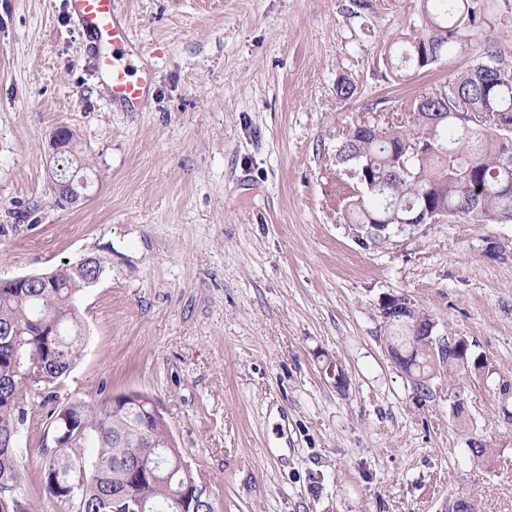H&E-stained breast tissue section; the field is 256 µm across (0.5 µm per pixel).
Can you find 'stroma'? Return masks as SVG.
I'll return each mask as SVG.
<instances>
[{
  "label": "stroma",
  "instance_id": "1",
  "mask_svg": "<svg viewBox=\"0 0 512 512\" xmlns=\"http://www.w3.org/2000/svg\"><path fill=\"white\" fill-rule=\"evenodd\" d=\"M67 0H0V279L87 256L111 269L78 307L83 354L57 405L153 397L219 512H512V223L450 217L372 240L336 150L360 120L480 61L512 60V0L420 72L387 65L420 0H116L153 70L142 111L103 93ZM354 82L339 99V77ZM65 127L93 165L82 202L52 197ZM408 294L481 372L417 397L379 303ZM48 420L31 410L21 470L35 512ZM494 450L473 457L471 440Z\"/></svg>",
  "mask_w": 512,
  "mask_h": 512
}]
</instances>
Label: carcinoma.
Returning <instances> with one entry per match:
<instances>
[{
  "label": "carcinoma",
  "mask_w": 512,
  "mask_h": 512,
  "mask_svg": "<svg viewBox=\"0 0 512 512\" xmlns=\"http://www.w3.org/2000/svg\"><path fill=\"white\" fill-rule=\"evenodd\" d=\"M483 18L476 0H423L413 31L389 49L387 64L395 70H423L439 62L461 41L463 31ZM512 126V63L499 45L487 42L481 60L448 80L447 86L425 93L411 104L408 126H388L376 134L359 126L338 147L341 161L366 167V179L382 184L350 201L347 219L371 224L386 216L413 214L431 204L436 215L469 217L478 222L512 223V160L501 125ZM434 142L425 158L403 154L406 143ZM55 176L67 177L86 168L70 148L55 157ZM481 186L478 194L473 185ZM107 273L94 258L77 266L67 263L46 273L47 282L22 285L0 280V512H32L21 473V429L28 412L27 397L51 401L46 391L81 358L85 329L77 306L79 293ZM431 315L415 309L403 317L393 312L383 320L388 351L403 355L400 368L418 393L429 391L439 369L468 364L483 367L471 344L432 338L425 345L415 324ZM147 410L154 400L141 392L112 395L99 403L73 401L47 411L52 446L42 448L39 482L50 499L75 512H127L126 502L146 504V512H215V505L197 489L176 506L175 494L191 477L177 467V449L163 415L138 426L134 402ZM94 444L88 458L81 449ZM82 472L70 473L72 461Z\"/></svg>",
  "instance_id": "cac0c4a2"
}]
</instances>
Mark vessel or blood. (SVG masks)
Returning <instances> with one entry per match:
<instances>
[{"mask_svg":"<svg viewBox=\"0 0 512 512\" xmlns=\"http://www.w3.org/2000/svg\"><path fill=\"white\" fill-rule=\"evenodd\" d=\"M68 13L88 42V55L113 101L138 110L152 85L151 69L134 73L140 50L115 0H68Z\"/></svg>","mask_w":512,"mask_h":512,"instance_id":"vessel-or-blood-1","label":"vessel or blood"}]
</instances>
